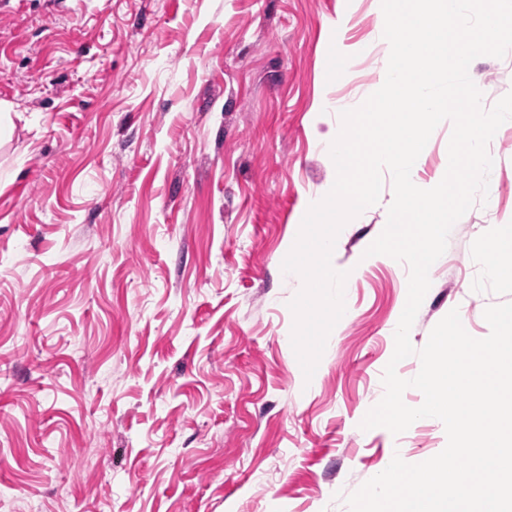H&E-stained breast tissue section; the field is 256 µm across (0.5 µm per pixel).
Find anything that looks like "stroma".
<instances>
[{
	"label": "stroma",
	"instance_id": "35a3bbf8",
	"mask_svg": "<svg viewBox=\"0 0 512 512\" xmlns=\"http://www.w3.org/2000/svg\"><path fill=\"white\" fill-rule=\"evenodd\" d=\"M376 0H11L0 11V491L43 512H348L435 418L361 430L384 391L409 270L362 256L394 197L345 225L350 313L312 380L284 273L335 173L326 102L378 90ZM352 56L337 79L334 54ZM485 107L512 51L469 70ZM486 202L453 226L410 331L459 309L471 336L512 301L485 234L512 225V121Z\"/></svg>",
	"mask_w": 512,
	"mask_h": 512
}]
</instances>
